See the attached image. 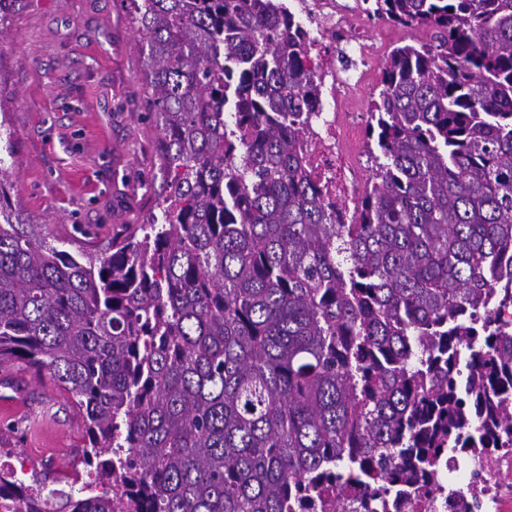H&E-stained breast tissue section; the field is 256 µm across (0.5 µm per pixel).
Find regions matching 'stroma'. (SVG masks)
I'll return each instance as SVG.
<instances>
[{
  "instance_id": "1",
  "label": "stroma",
  "mask_w": 512,
  "mask_h": 512,
  "mask_svg": "<svg viewBox=\"0 0 512 512\" xmlns=\"http://www.w3.org/2000/svg\"><path fill=\"white\" fill-rule=\"evenodd\" d=\"M365 29L383 54L360 94L343 105L358 113L357 126L336 124L337 140L363 158L351 176L361 188L372 176L366 124L381 89L383 55L430 38L428 30L377 20ZM139 40L120 0H16L10 15L0 46V107L12 135L0 140V161L14 174L11 202L67 250L106 246L123 225L156 210L163 192L153 151L159 129L141 94L146 58ZM0 370L16 379L0 386V405L16 412L0 425L9 436L0 465L48 471L51 487L67 480L86 441L81 416L51 379L18 384L30 372L24 362ZM38 415L44 422L30 431Z\"/></svg>"
}]
</instances>
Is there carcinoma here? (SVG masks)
Segmentation results:
<instances>
[{"instance_id":"carcinoma-1","label":"carcinoma","mask_w":512,"mask_h":512,"mask_svg":"<svg viewBox=\"0 0 512 512\" xmlns=\"http://www.w3.org/2000/svg\"><path fill=\"white\" fill-rule=\"evenodd\" d=\"M121 2L160 213L72 253L0 166V364L83 414L94 479L68 512H379L450 448L511 449L512 0H375L431 39L385 60L350 216L310 172L321 82L289 7ZM44 491L0 468L5 512Z\"/></svg>"}]
</instances>
